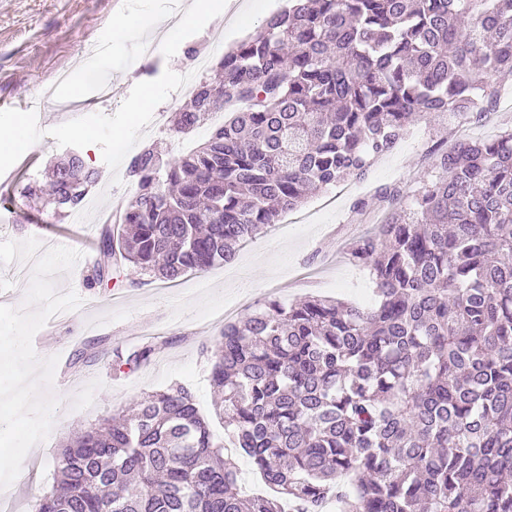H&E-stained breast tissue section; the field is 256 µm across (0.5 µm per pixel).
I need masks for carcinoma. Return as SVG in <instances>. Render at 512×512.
Masks as SVG:
<instances>
[{
    "label": "carcinoma",
    "instance_id": "carcinoma-1",
    "mask_svg": "<svg viewBox=\"0 0 512 512\" xmlns=\"http://www.w3.org/2000/svg\"><path fill=\"white\" fill-rule=\"evenodd\" d=\"M512 77V0H288L224 53L173 131L236 106L203 146L132 158L98 243L168 283L234 261L310 193L360 178L439 115L480 118ZM412 207L354 240L375 302L276 299L205 352L227 443L182 386L67 443L33 512H512V130L441 152ZM97 172L58 161L57 208ZM273 493L246 495L233 454Z\"/></svg>",
    "mask_w": 512,
    "mask_h": 512
}]
</instances>
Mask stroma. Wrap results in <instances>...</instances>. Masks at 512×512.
Returning a JSON list of instances; mask_svg holds the SVG:
<instances>
[{
    "instance_id": "1",
    "label": "stroma",
    "mask_w": 512,
    "mask_h": 512,
    "mask_svg": "<svg viewBox=\"0 0 512 512\" xmlns=\"http://www.w3.org/2000/svg\"><path fill=\"white\" fill-rule=\"evenodd\" d=\"M175 2L0 0V125L23 117L29 143L23 152L0 155V241L48 236L69 241L82 257L71 272L58 275L56 288H85L92 298L70 321L53 330L41 328L34 336L43 357L58 356L73 369L69 380L54 379L51 391L58 406L53 428L27 453L13 483L14 496L0 505V512H27L30 502L51 488L54 458L74 433L127 410L145 392L176 383L187 387L215 441H223L224 422L213 406L211 363L202 348L220 336L226 309L240 318L270 296L285 304L309 296L372 304V277L349 261L345 247L367 225L382 220L379 192L400 189L396 205L406 207L414 191L431 179L439 151L512 128V80H498L495 109L481 123L445 117L414 122L365 177L330 186L245 243L234 269L217 265L169 285L127 265L114 278L88 287L100 258V211L112 201L129 203L132 157L152 145L164 160L175 159L205 142L212 130L206 123L183 138L168 121L152 127V114L144 112L130 140L116 138L127 121V106L144 83L161 90L156 108L168 118L183 103L178 82L189 62L188 48L212 49L209 27L186 30L174 16L158 22V14ZM236 2L241 13L221 21L227 48L288 5V0ZM132 6L138 22L114 36L113 17ZM147 40L154 45L149 56L141 52ZM78 126L92 129L93 145L74 135ZM72 151L99 174L87 188L96 207L83 225L45 199L22 195L26 185L45 183L52 166ZM148 343L160 344L159 353L128 369V355ZM80 350L89 359L78 364L74 358Z\"/></svg>"
}]
</instances>
